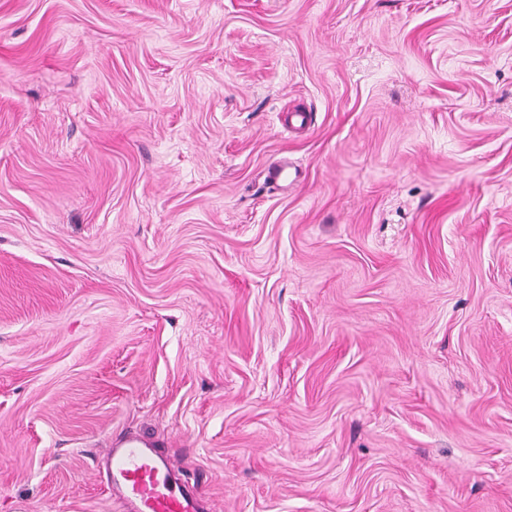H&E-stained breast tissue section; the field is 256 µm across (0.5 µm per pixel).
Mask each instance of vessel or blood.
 <instances>
[{
    "label": "vessel or blood",
    "instance_id": "obj_1",
    "mask_svg": "<svg viewBox=\"0 0 512 512\" xmlns=\"http://www.w3.org/2000/svg\"><path fill=\"white\" fill-rule=\"evenodd\" d=\"M104 459L113 490L131 512H198L194 490L178 481L169 457L131 442L107 448Z\"/></svg>",
    "mask_w": 512,
    "mask_h": 512
}]
</instances>
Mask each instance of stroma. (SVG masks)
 <instances>
[{"label": "stroma", "mask_w": 512, "mask_h": 512, "mask_svg": "<svg viewBox=\"0 0 512 512\" xmlns=\"http://www.w3.org/2000/svg\"><path fill=\"white\" fill-rule=\"evenodd\" d=\"M141 439L201 512H512V0H0V512Z\"/></svg>", "instance_id": "stroma-1"}]
</instances>
